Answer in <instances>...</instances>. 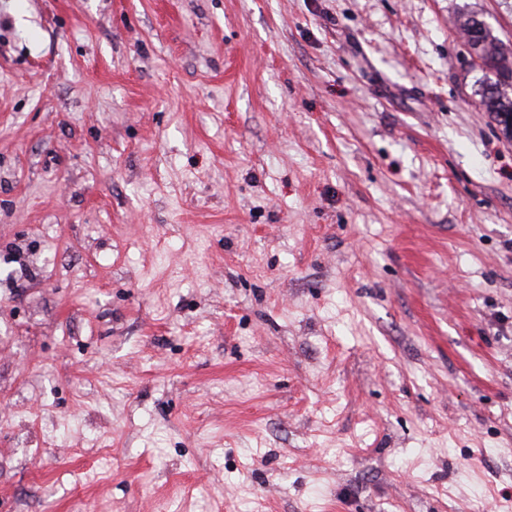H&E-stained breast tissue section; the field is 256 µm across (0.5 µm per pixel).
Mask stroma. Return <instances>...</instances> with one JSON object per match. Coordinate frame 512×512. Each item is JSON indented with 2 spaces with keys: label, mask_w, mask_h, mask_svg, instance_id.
Segmentation results:
<instances>
[{
  "label": "stroma",
  "mask_w": 512,
  "mask_h": 512,
  "mask_svg": "<svg viewBox=\"0 0 512 512\" xmlns=\"http://www.w3.org/2000/svg\"><path fill=\"white\" fill-rule=\"evenodd\" d=\"M468 13L0 0V512H512Z\"/></svg>",
  "instance_id": "obj_1"
}]
</instances>
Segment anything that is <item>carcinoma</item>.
Here are the masks:
<instances>
[{
	"mask_svg": "<svg viewBox=\"0 0 512 512\" xmlns=\"http://www.w3.org/2000/svg\"><path fill=\"white\" fill-rule=\"evenodd\" d=\"M477 19L469 15L460 23L468 42L480 47L485 68L495 71L497 80L487 86L482 94V104L492 112L506 132L512 135V54L503 46L488 24L476 26Z\"/></svg>",
	"mask_w": 512,
	"mask_h": 512,
	"instance_id": "cac0c4a2",
	"label": "carcinoma"
}]
</instances>
